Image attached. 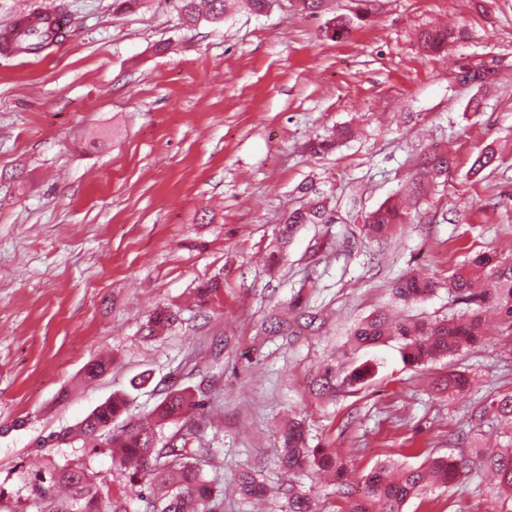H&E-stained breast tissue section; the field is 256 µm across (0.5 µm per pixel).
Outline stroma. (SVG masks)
Listing matches in <instances>:
<instances>
[{
	"label": "stroma",
	"instance_id": "obj_1",
	"mask_svg": "<svg viewBox=\"0 0 512 512\" xmlns=\"http://www.w3.org/2000/svg\"><path fill=\"white\" fill-rule=\"evenodd\" d=\"M59 3L71 37L36 56L0 54V512H35L28 477L67 464L120 493L107 454L46 437L113 394L138 419L202 382L205 436L219 449L207 476L224 488V512H280L291 487L339 512L338 485L280 466L292 417H306L310 444L350 457L356 486L389 458L470 455L475 413L512 390L511 332L487 318L482 344L421 367L404 366L396 341L354 353L347 337L385 310L461 315L448 274L472 252L512 257V0H381L341 39L328 22L354 0H324L315 15L275 0L189 26L172 0H0V32L19 9ZM444 24L462 38L423 52L417 33ZM468 57L498 62L496 84H458ZM319 138L332 148L313 152ZM448 149L455 166L416 223L365 238L367 214L405 187L420 155ZM487 150L495 167L474 172ZM309 193L326 197L327 223L299 228L269 268L279 224ZM409 270L438 282L435 294L396 301L392 284ZM213 277L223 288L197 307L195 288ZM297 298L319 329L265 335L263 321ZM159 306L181 319L147 336ZM343 354L376 362L368 386L313 399V378ZM103 357L105 372L86 378ZM452 366L474 381L450 397L434 381ZM247 467L279 496L243 500L233 474ZM403 510L512 512L474 476Z\"/></svg>",
	"mask_w": 512,
	"mask_h": 512
}]
</instances>
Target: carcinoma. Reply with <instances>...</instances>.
<instances>
[{"mask_svg": "<svg viewBox=\"0 0 512 512\" xmlns=\"http://www.w3.org/2000/svg\"><path fill=\"white\" fill-rule=\"evenodd\" d=\"M237 0H177L179 19L193 24L203 19L220 23ZM370 12L357 10L354 17L339 16L332 25L337 38L349 32L353 20H366ZM59 33L45 32L20 23L4 34L5 40L20 46L25 42L46 48L57 42ZM462 37L453 29H424L418 35L421 46L438 52ZM459 72L471 75L486 87L495 83L497 70L481 61H468ZM454 165L445 152L424 155L403 195L387 200L371 212L363 225V234L371 239H388L401 224L412 223L416 210L428 190L448 177ZM326 205L319 199L290 212L278 227V242L285 247L302 224L325 222ZM437 283L421 278L415 271L399 277L393 295L404 302H423L435 293ZM448 294L467 305L457 318L391 322L384 314H375L360 321L352 330L349 342L353 350L377 346L386 340L400 341L404 365L419 366L439 358H451L478 342L484 335L483 314L493 310L504 328L512 332V258L492 252H478L448 276ZM293 321L272 315L264 324L269 334H286L288 329L310 327L316 322L308 307L297 301ZM180 312L161 307L149 317L146 331L156 336L171 328ZM369 363L360 365L331 362L314 379L311 394L316 399H334L345 392H359L372 378ZM472 378L465 372L450 371L435 387L450 395L465 392ZM207 395L202 388L168 392L148 413L151 424L115 421L128 412L129 400L115 394L96 407L77 427L53 435V442L69 446L78 438L98 440L97 447L112 456L118 474L124 481V498L111 499L101 492L95 475L80 465H66L31 478V495L37 512H128V500L141 502L140 512H224L223 489L206 477L204 467L216 456V449L201 433L195 420L205 415ZM489 407L504 417H512V392L490 400ZM282 469H310L342 481L348 473L347 460L322 444L310 446L305 420L293 418L282 429ZM490 471L497 477L499 493L512 497V434L505 436L495 453L485 454L476 447L469 456L435 457L418 466L397 465L389 460L377 465L364 476L367 500H351L340 512H371L367 501L379 505L378 512H403L413 497L432 485L448 487L472 470ZM239 493L246 499L266 495L264 481L255 470L242 469L234 474ZM281 512H313L311 491L289 489Z\"/></svg>", "mask_w": 512, "mask_h": 512, "instance_id": "obj_1", "label": "carcinoma"}]
</instances>
